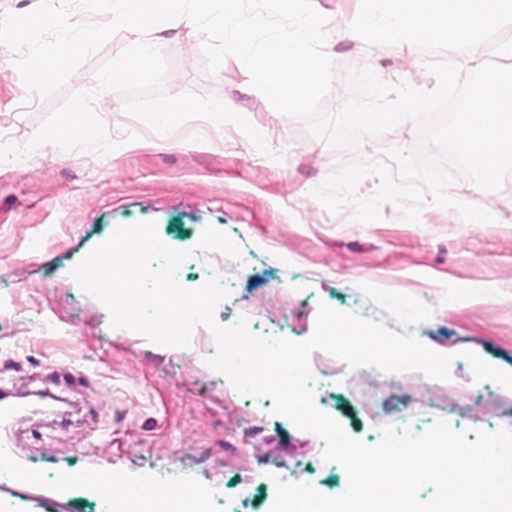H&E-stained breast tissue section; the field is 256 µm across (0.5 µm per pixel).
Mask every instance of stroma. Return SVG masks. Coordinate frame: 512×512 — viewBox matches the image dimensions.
I'll use <instances>...</instances> for the list:
<instances>
[{"mask_svg":"<svg viewBox=\"0 0 512 512\" xmlns=\"http://www.w3.org/2000/svg\"><path fill=\"white\" fill-rule=\"evenodd\" d=\"M313 5L327 19L334 54L321 115L337 114L352 96L350 77L366 70L387 84L434 89L423 60L450 46L382 42L371 49L340 35L357 0ZM156 39L154 78L109 80L114 60L139 40L123 30L47 96L25 86L16 52L0 43V128L30 143L79 103L124 135L102 154L75 132L71 159L42 147L27 167H0V395L38 392L65 403L62 412L0 425V436L12 441L10 462L47 474L37 484L0 480V501L29 512L45 503L49 512H96L88 495L59 486L85 471L161 486L175 477L190 490L220 482L227 512H267L276 489L255 481L263 470L325 495L345 492V470L322 459L315 433L247 399L209 371L203 352L166 351L133 330L110 328L106 307L73 280L72 267L113 227L143 221L155 222L175 250L195 248L210 225L250 253L216 309L221 325L244 317L255 334L301 342L325 304L451 356L445 380L363 366L316 385L318 408L350 436L374 446L383 427L424 434L439 419L457 431L512 430V419L497 412L512 407V183L478 192L460 177L448 189L453 199L498 214L492 224L434 205L428 191L416 223L392 204L371 222L359 221L350 204L330 212L313 189L351 162L383 161L396 147L424 151L416 121L335 150L254 89L238 58L210 71L208 37L190 19ZM172 97L218 102L245 120L178 112L157 133L154 107ZM251 129L266 133L278 167L251 154ZM37 236L43 245L30 251ZM349 378L383 411L365 413L345 385Z\"/></svg>","mask_w":512,"mask_h":512,"instance_id":"35a3bbf8","label":"stroma"}]
</instances>
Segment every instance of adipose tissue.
<instances>
[{"label": "adipose tissue", "instance_id": "ef3b65f1", "mask_svg": "<svg viewBox=\"0 0 512 512\" xmlns=\"http://www.w3.org/2000/svg\"><path fill=\"white\" fill-rule=\"evenodd\" d=\"M344 29L347 38L416 47L452 46L459 64L471 67L472 50L496 30L512 27V0H359Z\"/></svg>", "mask_w": 512, "mask_h": 512}]
</instances>
